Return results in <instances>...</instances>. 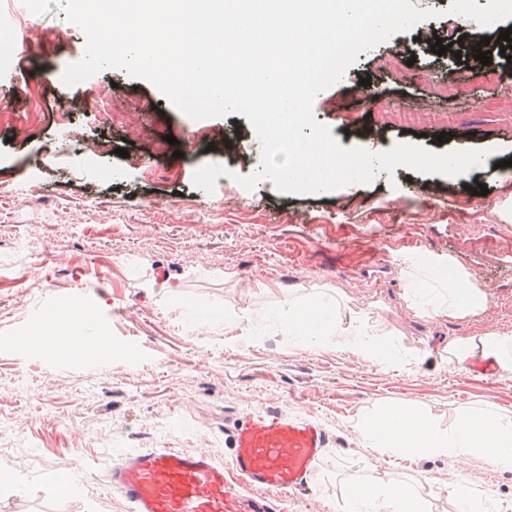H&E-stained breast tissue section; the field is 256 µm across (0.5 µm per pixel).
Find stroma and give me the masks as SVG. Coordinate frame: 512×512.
<instances>
[{"instance_id":"stroma-1","label":"stroma","mask_w":512,"mask_h":512,"mask_svg":"<svg viewBox=\"0 0 512 512\" xmlns=\"http://www.w3.org/2000/svg\"><path fill=\"white\" fill-rule=\"evenodd\" d=\"M434 11L430 26L498 14V0H412ZM0 16L45 33L58 68L81 59L83 31L62 6L35 15L0 0ZM398 33L358 55L313 111L342 147L381 153L402 143L433 152L483 150L482 166L458 177L399 166L331 193H280L271 181L247 191L260 143L247 117L193 120L153 85L108 69L68 86L32 73L23 45L0 55V512H129L104 474L119 454L142 448L206 451L231 463L237 426L249 414L310 419L328 442L308 491L280 498L277 512H336L356 474L412 483L427 512H453L464 481L484 512H512V473L478 458H406L362 446L357 419L381 408L418 410L428 421L460 412L512 417V377L450 364L449 340L512 334L495 304L457 321L415 316L400 270L424 256L451 262L492 297H512V86L493 78L449 83L427 55L400 64L396 51L423 36ZM378 96L348 102L364 73ZM125 87L128 119L104 124L94 108L104 87ZM450 112L448 127L385 124L386 111ZM76 137H67V128ZM171 130L173 142L159 141ZM126 149L120 157L118 149ZM207 164L232 170L213 192L193 184ZM486 200L475 199L477 184ZM321 294L363 311L389 361L324 343L309 351L263 320L287 296ZM106 325L105 344L33 355L16 341L57 335L61 303ZM251 313L258 342L240 339ZM228 321L211 330L210 322ZM69 471V493L54 490Z\"/></svg>"}]
</instances>
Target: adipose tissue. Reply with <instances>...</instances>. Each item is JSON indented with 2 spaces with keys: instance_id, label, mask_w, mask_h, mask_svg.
I'll return each instance as SVG.
<instances>
[{
  "instance_id": "1",
  "label": "adipose tissue",
  "mask_w": 512,
  "mask_h": 512,
  "mask_svg": "<svg viewBox=\"0 0 512 512\" xmlns=\"http://www.w3.org/2000/svg\"><path fill=\"white\" fill-rule=\"evenodd\" d=\"M439 262L414 259L401 275L415 315L461 319L478 315L486 305V293L471 282L462 269L452 275L439 274ZM282 335L303 337L306 349L334 339L337 346L353 347L368 360L382 351L366 337L357 317H343L334 304L322 298L291 297L281 302L274 314ZM494 359L502 371L512 373V335L488 334L450 340L448 360ZM364 443L389 448L405 457L465 456L483 459L490 466L512 472V418L490 413L456 414L448 424L431 423L416 411L384 410L360 418L356 424ZM340 512H423L417 493L394 483L381 486L364 478L346 480Z\"/></svg>"
}]
</instances>
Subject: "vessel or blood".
I'll return each instance as SVG.
<instances>
[{"label":"vessel or blood","mask_w":512,"mask_h":512,"mask_svg":"<svg viewBox=\"0 0 512 512\" xmlns=\"http://www.w3.org/2000/svg\"><path fill=\"white\" fill-rule=\"evenodd\" d=\"M490 65L473 63L450 74L453 82H477L486 73L512 82L499 45ZM326 445L317 423L265 411L236 430L231 468L203 452L145 448L115 459L104 474L129 512H275L271 495H293L309 485Z\"/></svg>","instance_id":"vessel-or-blood-1"}]
</instances>
